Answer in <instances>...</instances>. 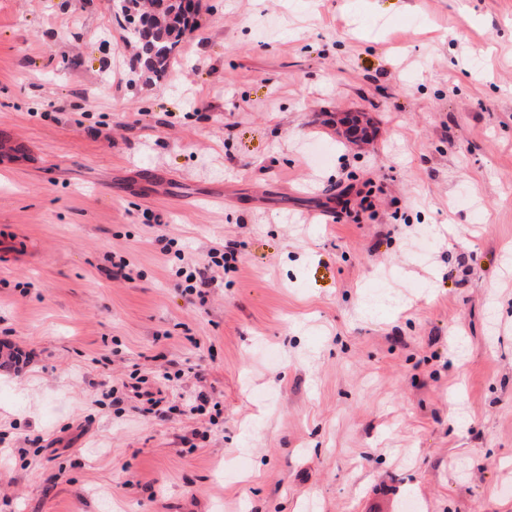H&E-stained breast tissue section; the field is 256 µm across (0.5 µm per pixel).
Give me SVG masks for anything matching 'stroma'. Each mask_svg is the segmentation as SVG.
I'll return each mask as SVG.
<instances>
[{
	"label": "stroma",
	"instance_id": "35a3bbf8",
	"mask_svg": "<svg viewBox=\"0 0 512 512\" xmlns=\"http://www.w3.org/2000/svg\"><path fill=\"white\" fill-rule=\"evenodd\" d=\"M0 340V512H512V0H200L157 83L109 0H0ZM136 369L219 424L100 405ZM165 239L167 241L163 247L164 255H173L182 262L183 266L176 270L175 275L184 277L186 285H181L180 288H183V292L188 296L196 293L201 299L204 298V292L200 288L223 282L224 272L230 268L236 269V266L230 263L238 262V253L235 249H226L228 246H210L192 253L187 251L180 238L167 236Z\"/></svg>",
	"mask_w": 512,
	"mask_h": 512
}]
</instances>
